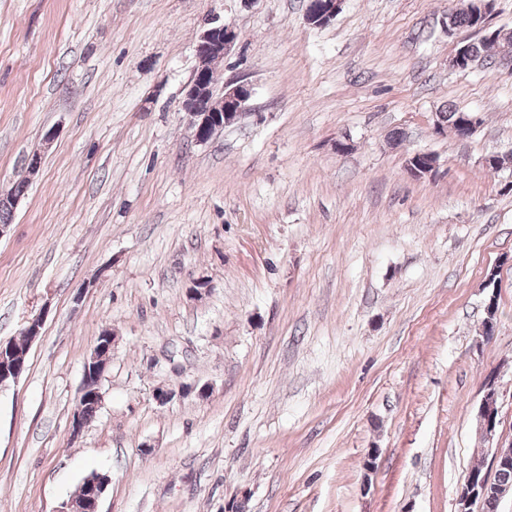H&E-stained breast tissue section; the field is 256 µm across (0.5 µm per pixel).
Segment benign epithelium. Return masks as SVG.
Masks as SVG:
<instances>
[{
    "label": "benign epithelium",
    "instance_id": "7a95c632",
    "mask_svg": "<svg viewBox=\"0 0 512 512\" xmlns=\"http://www.w3.org/2000/svg\"><path fill=\"white\" fill-rule=\"evenodd\" d=\"M237 41L235 29L224 23H216L206 29L196 45L198 66L185 90L182 108L191 118L195 137L199 142L208 141L213 135L238 120L247 108L252 96V86L241 79L224 86V93L215 95L212 76L216 66L223 62ZM477 59L466 43L450 58L449 66L455 69L469 67ZM112 349L108 342L93 349L86 358L82 371L80 398L71 419V435L79 436L90 424L87 412L102 408L104 395L102 380L107 364H99ZM25 373L24 361L14 360L13 346L0 342V387L17 383ZM479 430L494 448L492 463L500 469L512 467V441L498 433L501 424L499 393L496 385L483 387V395L477 411ZM109 485V476L96 473L82 482L77 493L62 501L54 512H100V502ZM512 494V486L483 485L472 475L465 476L457 498L458 512H482L484 499L496 496L499 499Z\"/></svg>",
    "mask_w": 512,
    "mask_h": 512
}]
</instances>
